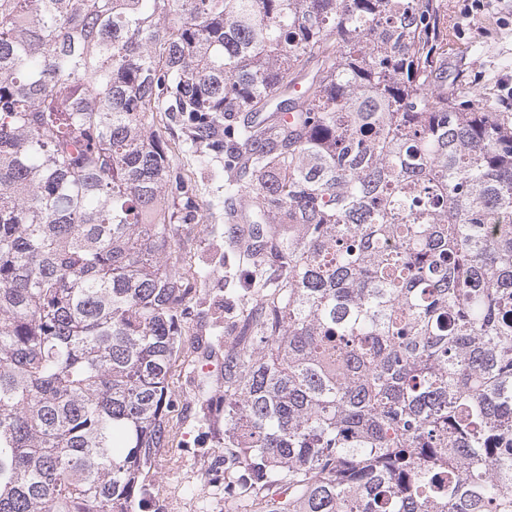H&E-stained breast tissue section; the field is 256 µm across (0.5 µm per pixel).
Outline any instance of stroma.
Returning a JSON list of instances; mask_svg holds the SVG:
<instances>
[{
	"label": "stroma",
	"mask_w": 512,
	"mask_h": 512,
	"mask_svg": "<svg viewBox=\"0 0 512 512\" xmlns=\"http://www.w3.org/2000/svg\"><path fill=\"white\" fill-rule=\"evenodd\" d=\"M440 3L445 14L441 65L447 88L464 99L499 103L501 80L512 78V7L499 0L480 17L465 20L457 13L456 0ZM177 163L199 182L197 203L202 215L200 223L182 226L176 235L181 255L191 262L184 274L193 277L194 265L211 260L217 251L224 253L225 263L217 267L210 282L191 292L204 315L185 327L189 345L174 368L178 411L171 424L175 440L152 475V492L159 512H224V498L214 484L218 477L214 462L224 453V417L213 415L209 426H200L196 397L222 382L224 350L211 346L210 339L218 325L234 320L237 299L246 293L241 285L243 255L235 225L212 204L216 181L200 173L192 157L178 156Z\"/></svg>",
	"instance_id": "stroma-1"
}]
</instances>
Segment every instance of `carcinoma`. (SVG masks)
Segmentation results:
<instances>
[{
    "instance_id": "cac0c4a2",
    "label": "carcinoma",
    "mask_w": 512,
    "mask_h": 512,
    "mask_svg": "<svg viewBox=\"0 0 512 512\" xmlns=\"http://www.w3.org/2000/svg\"><path fill=\"white\" fill-rule=\"evenodd\" d=\"M443 29L438 0H0V512L152 493L176 148L246 189L217 205L257 309L207 400L235 512H512V113L448 93Z\"/></svg>"
}]
</instances>
